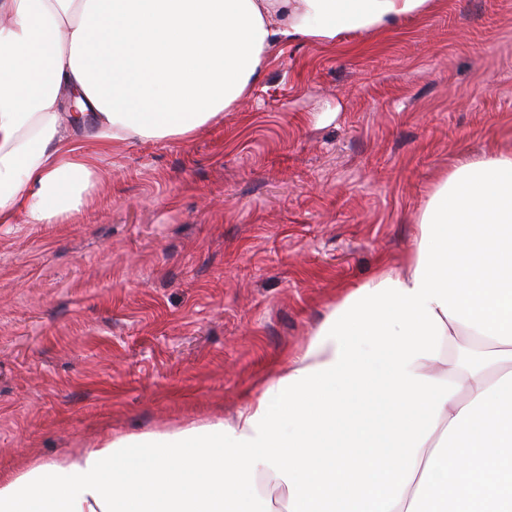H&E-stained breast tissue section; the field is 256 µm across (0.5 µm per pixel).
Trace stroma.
<instances>
[{"label": "stroma", "instance_id": "35a3bbf8", "mask_svg": "<svg viewBox=\"0 0 512 512\" xmlns=\"http://www.w3.org/2000/svg\"><path fill=\"white\" fill-rule=\"evenodd\" d=\"M512 149V0L278 42L187 139L100 151L86 204L0 224V471L231 417L413 247L457 159Z\"/></svg>", "mask_w": 512, "mask_h": 512}]
</instances>
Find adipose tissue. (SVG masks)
I'll list each match as a JSON object with an SVG mask.
<instances>
[{"mask_svg": "<svg viewBox=\"0 0 512 512\" xmlns=\"http://www.w3.org/2000/svg\"><path fill=\"white\" fill-rule=\"evenodd\" d=\"M433 0H0V224L82 206L99 147L191 135L231 109L272 45L332 46ZM467 224L483 276L448 275ZM471 337L493 359L454 357ZM512 408V152L456 165L415 245L350 288L235 417L117 434L0 473V512H512V451L471 437Z\"/></svg>", "mask_w": 512, "mask_h": 512, "instance_id": "adipose-tissue-1", "label": "adipose tissue"}]
</instances>
